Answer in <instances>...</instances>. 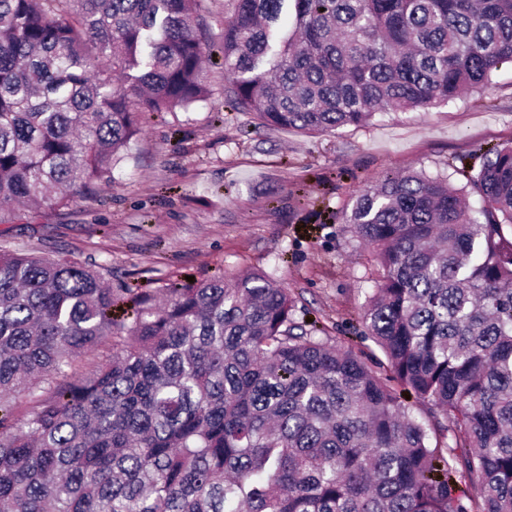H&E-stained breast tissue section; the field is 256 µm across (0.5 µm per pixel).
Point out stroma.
Wrapping results in <instances>:
<instances>
[{
    "label": "stroma",
    "instance_id": "1",
    "mask_svg": "<svg viewBox=\"0 0 512 512\" xmlns=\"http://www.w3.org/2000/svg\"><path fill=\"white\" fill-rule=\"evenodd\" d=\"M224 3L203 0L210 94L188 111L145 112L142 133L110 184L42 206L29 224H0V248L69 259L115 288L261 272L287 288L293 319L358 349L363 307L378 281L371 247L341 216L385 173L448 175L463 185L489 147L512 142V64L491 88L426 110L380 112L322 135L250 131L225 108Z\"/></svg>",
    "mask_w": 512,
    "mask_h": 512
}]
</instances>
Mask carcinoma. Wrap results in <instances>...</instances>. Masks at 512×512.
I'll return each mask as SVG.
<instances>
[{
  "label": "carcinoma",
  "mask_w": 512,
  "mask_h": 512,
  "mask_svg": "<svg viewBox=\"0 0 512 512\" xmlns=\"http://www.w3.org/2000/svg\"><path fill=\"white\" fill-rule=\"evenodd\" d=\"M200 2L0 0V224L96 190L140 113L208 97ZM230 2L227 93L262 128L361 127L512 64V0ZM344 223L381 268L376 370L262 273L160 306L1 251L0 512H512V144L461 186L387 173Z\"/></svg>",
  "instance_id": "carcinoma-1"
}]
</instances>
